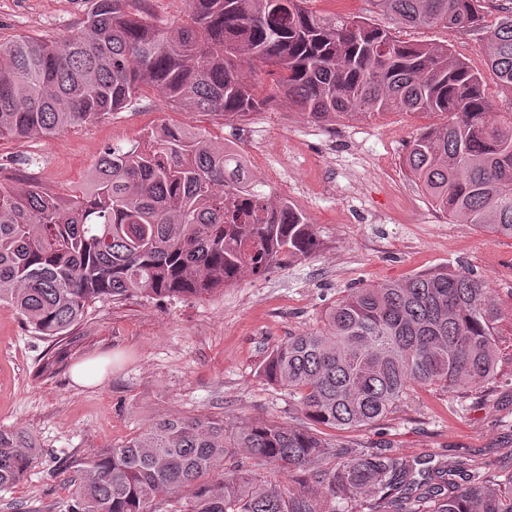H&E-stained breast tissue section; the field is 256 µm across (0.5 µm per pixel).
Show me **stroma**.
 Here are the masks:
<instances>
[{
    "instance_id": "stroma-1",
    "label": "stroma",
    "mask_w": 512,
    "mask_h": 512,
    "mask_svg": "<svg viewBox=\"0 0 512 512\" xmlns=\"http://www.w3.org/2000/svg\"><path fill=\"white\" fill-rule=\"evenodd\" d=\"M97 0H0V42L19 36L61 40L81 29ZM353 16L416 43L449 46L478 70L496 111L512 106L485 64L478 36L439 26H393L372 0ZM441 113L384 112L316 123L268 98L246 120L197 114L145 90L108 119L52 137L0 140V182L66 194L82 185L109 146L127 148L172 124L206 131L247 162L263 158L253 179L271 200H290L321 240L313 256L248 275L203 297L133 296L90 307L62 342L39 336L0 306V429L30 434L37 465L0 492V512H66L67 477L79 459L125 442L166 417L205 415L232 424L301 423L294 398L270 384L262 367L289 335L321 327L327 306L349 289L403 280L445 266L483 278L504 317L494 377L451 392L413 387L371 429L327 430L334 442L387 449L416 472L474 460L512 472V238L451 223L409 179L403 158L414 137ZM410 202L419 214L401 213ZM100 360L99 383H73V368Z\"/></svg>"
}]
</instances>
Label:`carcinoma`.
Here are the masks:
<instances>
[{
	"mask_svg": "<svg viewBox=\"0 0 512 512\" xmlns=\"http://www.w3.org/2000/svg\"><path fill=\"white\" fill-rule=\"evenodd\" d=\"M189 19L161 27L97 0L82 30L58 41L0 44V139L53 136L108 118L147 89L191 111L244 115L259 105L240 70L276 69V93L314 121L383 112H441L411 143L413 182L455 224L512 238V111H487L482 74L449 46L402 41L303 0H188ZM400 25L450 33L486 28L482 0H374ZM486 63L512 90V9L492 24ZM234 147L169 125L130 148L108 147L82 187L62 196L0 182V304L40 336L62 338L96 303L129 296L204 297L245 273L321 248L315 225L277 205L245 175ZM491 288L446 267L334 301L321 328L288 337L262 373L288 387L304 417L339 430L383 421L414 385L466 390L495 374ZM239 455L252 460L245 465ZM39 460L33 439L0 429V491ZM295 467L297 490L261 470ZM459 470L468 481L454 482ZM386 451L348 448L277 421L235 429L214 418L169 417L72 466L67 512H512V474L454 463L437 481ZM341 500L324 511L323 502Z\"/></svg>",
	"mask_w": 512,
	"mask_h": 512,
	"instance_id": "obj_1",
	"label": "carcinoma"
}]
</instances>
